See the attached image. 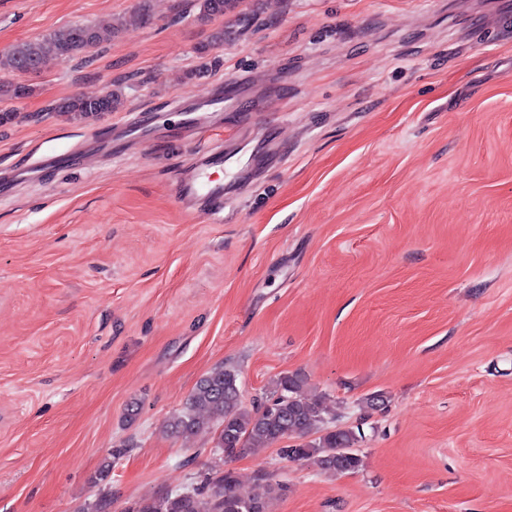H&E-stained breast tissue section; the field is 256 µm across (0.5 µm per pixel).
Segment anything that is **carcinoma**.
I'll return each mask as SVG.
<instances>
[{
    "mask_svg": "<svg viewBox=\"0 0 512 512\" xmlns=\"http://www.w3.org/2000/svg\"><path fill=\"white\" fill-rule=\"evenodd\" d=\"M240 0H198L199 16L207 20L235 11ZM147 17V0L128 18L103 23H88L54 30L34 40L16 44L0 54V71L22 72L23 64L39 67L47 60L67 61L89 53L115 37L130 22ZM95 98L73 96L57 106V111L74 118L89 119L96 112ZM306 379L285 374L262 407L248 410L242 405L237 374L219 365L197 382L183 408L164 423L163 431L177 437L191 438L212 424L220 428L217 448L224 455L255 452L284 439L293 444L280 449L290 461L312 459L329 474L355 472L362 466L356 446L361 433L353 428H325L336 414L321 397L304 392ZM125 512H267L266 499L245 494L239 478L231 469L218 470L205 479L200 488L177 494L142 499Z\"/></svg>",
    "mask_w": 512,
    "mask_h": 512,
    "instance_id": "carcinoma-1",
    "label": "carcinoma"
}]
</instances>
